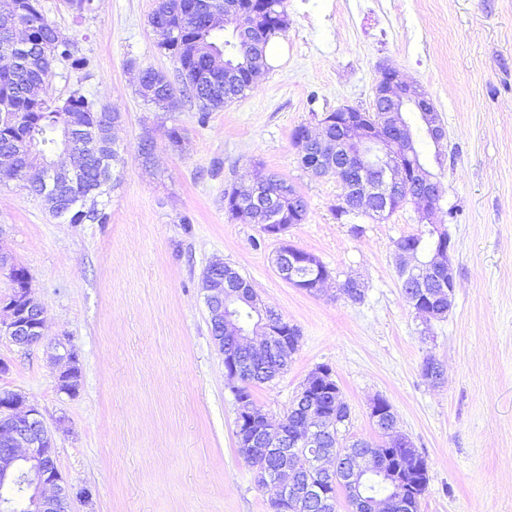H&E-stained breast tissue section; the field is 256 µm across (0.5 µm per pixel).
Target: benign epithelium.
Masks as SVG:
<instances>
[{"label":"benign epithelium","mask_w":512,"mask_h":512,"mask_svg":"<svg viewBox=\"0 0 512 512\" xmlns=\"http://www.w3.org/2000/svg\"><path fill=\"white\" fill-rule=\"evenodd\" d=\"M257 0H225L222 19L231 22L249 13ZM405 112H418L432 137L438 144L446 138L434 105L427 94L405 82L401 73L393 68H383L374 86V99L370 114L360 108L343 106L329 113L323 122L336 123V143L321 140L302 125L296 130L298 148L314 142L321 145L325 158L314 168L320 176L344 170L351 175L354 193L360 196L361 208L367 210L373 222L385 220L388 210L395 203H402L409 195L420 200L428 209L436 208L443 198V187L421 167L412 162L409 140L406 138ZM276 200L269 195H254L250 200L239 201L234 206L240 214L265 212L276 208ZM453 244L446 240L432 256L421 261L418 255L402 247L395 248L398 266L409 269L415 281L430 284L445 275L448 300H453L455 272L451 262ZM276 269L285 281L296 288L313 293L322 290L330 275L318 271L314 261L296 252L282 249L275 259ZM204 299L211 324L232 336L235 347L224 348V370L232 383L242 386L248 381V368L239 359L237 347L242 346L256 359L269 353L285 356L288 340L282 336V324L273 321V311L254 309L263 324L264 338L261 348L248 340L249 331L237 321L234 310L241 302H250V289L221 283L204 289ZM10 321L6 333L21 347H31L44 340V308L31 295L30 289L20 292L19 301L8 307ZM332 371L315 369L303 384L297 400L307 406V413L299 424L288 431L286 422L277 425L243 399L238 402L236 438L243 457L254 464L257 481L261 486L276 490L273 502L277 512H304L307 506L318 503L328 508L326 485L331 483L333 472L325 461L336 457L335 421L328 419L321 410L314 408L316 396L333 393ZM0 482L9 483L17 477V470H27L33 480L34 495L31 512H57L64 499H71L70 488L55 469L47 467L53 439L38 408L25 396L12 392L0 395ZM378 448L367 445V450L349 468L350 477L358 480L370 466ZM312 467L320 473L318 482H301L299 472Z\"/></svg>","instance_id":"7a95c632"}]
</instances>
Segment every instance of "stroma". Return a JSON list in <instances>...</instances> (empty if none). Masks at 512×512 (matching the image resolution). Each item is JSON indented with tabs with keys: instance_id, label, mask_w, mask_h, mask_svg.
Returning a JSON list of instances; mask_svg holds the SVG:
<instances>
[{
	"instance_id": "1",
	"label": "stroma",
	"mask_w": 512,
	"mask_h": 512,
	"mask_svg": "<svg viewBox=\"0 0 512 512\" xmlns=\"http://www.w3.org/2000/svg\"><path fill=\"white\" fill-rule=\"evenodd\" d=\"M40 3L91 61L86 73L55 64L54 95L77 90L121 114L117 182L98 199L108 223H60L0 175V254L27 268L46 311L44 344L0 332V392L40 409L73 512H271L273 489L237 453V405L209 330L201 279L215 262L300 332L283 372L254 389L261 413L280 422L329 366L350 409L341 442H380L369 405L382 397L425 458L419 512H512V0H284L283 57L203 125L196 103L161 112L136 91L139 70H175L149 24L155 0H95L80 19L61 0ZM383 66L426 92L447 134L423 162L445 190L431 220L451 238L456 288L428 323L394 258L396 241L424 229L416 205L379 223L337 220L341 183L304 169L292 141L339 107L370 108ZM260 172L308 203L280 239L224 207L225 188ZM284 242L327 267L321 293L278 275ZM349 278L362 301L339 294ZM61 348L82 372L73 395L58 387ZM430 356L440 381L421 373Z\"/></svg>"
}]
</instances>
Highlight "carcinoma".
<instances>
[{
  "mask_svg": "<svg viewBox=\"0 0 512 512\" xmlns=\"http://www.w3.org/2000/svg\"><path fill=\"white\" fill-rule=\"evenodd\" d=\"M224 12V0H162L150 16V25L159 37L158 46L176 62L175 78L171 79L153 68L141 70L138 93L143 100L163 112L176 110L179 101L171 89L182 87V96L197 103L199 122L209 113L223 109L250 89L248 79L224 80V63L242 64L256 57L255 68L264 66L270 39L285 31L288 24L271 26L265 15L246 17L231 28V38L204 37L213 19ZM68 62L73 70L89 68L90 60L81 53L77 42L60 36V32L45 17L39 0H0V114L10 119L0 122V157L11 159L6 175L21 183L28 193L49 205L52 217L66 224H106L109 215L99 209H84L90 195H101L111 188L113 163L118 151L112 140V127L120 113L107 107H97L86 95L73 91L67 97H57L51 90L53 65L57 60ZM77 132L73 151L83 159L71 177L60 183L51 182L45 171L36 168L33 153L50 158L64 149L68 131ZM265 190L279 199L278 208L268 221L284 235L293 226L288 216L293 203L288 200L287 180L270 174L256 180ZM448 233L437 228L428 233L403 237L407 249L417 254L435 250ZM435 289L428 291L410 283L408 299L420 300V309L433 319L448 314V300H430ZM283 364L271 356L256 365L250 383L243 387L235 400L253 398L252 388L266 382L282 370ZM358 439L347 444L336 442L337 468L345 465L352 452L362 449ZM403 449H382L374 462L372 473L365 476L360 488L362 500L372 505L383 494L394 495L406 503L405 512H419L420 498L427 489L429 476L425 458L411 473L409 487L401 489L390 475V469ZM32 485L17 477L16 482L0 488V504L7 503L11 512H26V491Z\"/></svg>",
  "mask_w": 512,
  "mask_h": 512,
  "instance_id": "cac0c4a2",
  "label": "carcinoma"
}]
</instances>
